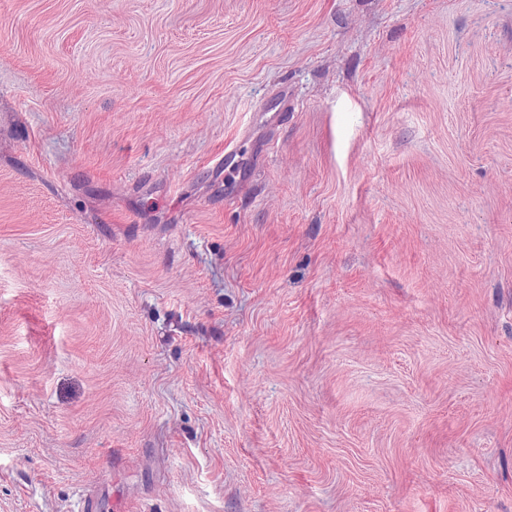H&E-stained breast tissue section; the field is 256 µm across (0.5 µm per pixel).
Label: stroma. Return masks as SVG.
<instances>
[{
	"mask_svg": "<svg viewBox=\"0 0 512 512\" xmlns=\"http://www.w3.org/2000/svg\"><path fill=\"white\" fill-rule=\"evenodd\" d=\"M512 512V0H0V512Z\"/></svg>",
	"mask_w": 512,
	"mask_h": 512,
	"instance_id": "35a3bbf8",
	"label": "stroma"
}]
</instances>
